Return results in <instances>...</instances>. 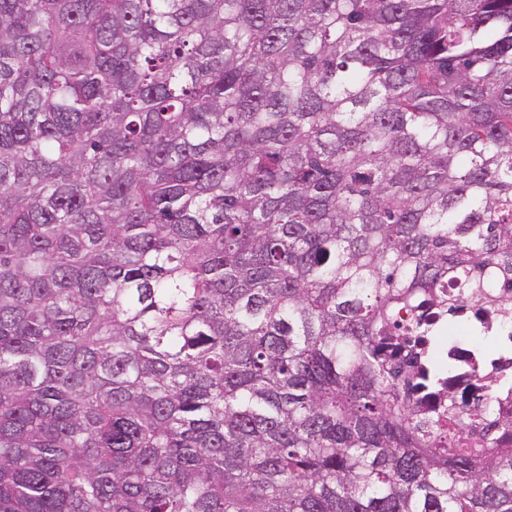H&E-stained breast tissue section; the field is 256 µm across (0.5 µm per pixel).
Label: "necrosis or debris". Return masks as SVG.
Listing matches in <instances>:
<instances>
[{
  "instance_id": "1",
  "label": "necrosis or debris",
  "mask_w": 512,
  "mask_h": 512,
  "mask_svg": "<svg viewBox=\"0 0 512 512\" xmlns=\"http://www.w3.org/2000/svg\"><path fill=\"white\" fill-rule=\"evenodd\" d=\"M452 320L496 337L495 347L447 337ZM395 336L404 345L397 360L401 386L429 373L437 378L433 390L413 399L421 419L437 421L444 447L512 448V314L483 302L432 306L421 324L401 321Z\"/></svg>"
}]
</instances>
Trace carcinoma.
I'll list each match as a JSON object with an SVG mask.
<instances>
[{"mask_svg": "<svg viewBox=\"0 0 512 512\" xmlns=\"http://www.w3.org/2000/svg\"><path fill=\"white\" fill-rule=\"evenodd\" d=\"M511 274L512 0H0V512H512L388 343Z\"/></svg>", "mask_w": 512, "mask_h": 512, "instance_id": "obj_1", "label": "carcinoma"}]
</instances>
